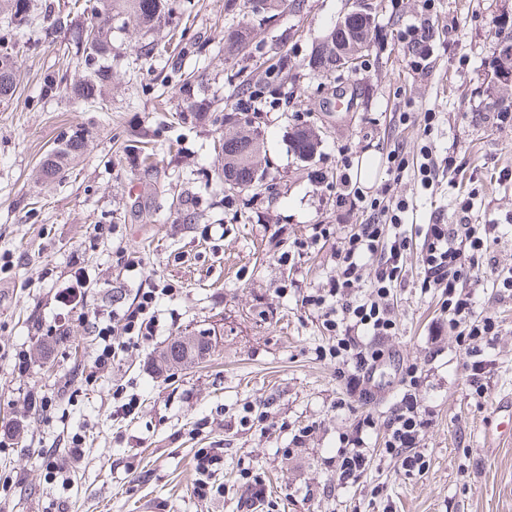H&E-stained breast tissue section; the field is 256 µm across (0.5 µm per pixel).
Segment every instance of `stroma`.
I'll use <instances>...</instances> for the list:
<instances>
[{
	"mask_svg": "<svg viewBox=\"0 0 512 512\" xmlns=\"http://www.w3.org/2000/svg\"><path fill=\"white\" fill-rule=\"evenodd\" d=\"M191 2L176 30L113 36L107 112L73 104L65 90L84 0H33L36 14L49 7L70 17L54 43L38 25L11 36L23 70L15 97L0 103V512H512V437L486 435L496 401L512 394V297L497 287L512 269V123H497L486 105L494 46L512 36V0H435L424 74L411 69V48L397 38L419 18V0H371L376 37L363 66L282 87L256 123L266 184L236 194L219 190L223 113L177 119L185 101L171 79L176 49L199 79V97L234 103L224 0ZM351 2L304 0L301 11L276 16L255 30L245 66L262 75V48L277 37L303 66ZM340 91L353 96L352 111L336 110ZM430 110L439 119L427 136ZM403 112L411 115L404 124ZM75 126L88 132L82 156L43 182L41 161ZM308 127L320 143L304 163L288 140ZM427 142L456 168L425 189L415 160ZM399 144L409 165L390 183L385 160ZM368 156L373 174L364 186L358 170ZM384 185L414 209L406 273L390 300L398 333L380 344L387 393L365 403L347 394L336 362L321 357L330 339L302 297L333 275L354 224L373 218L337 206V193ZM466 196L473 222L499 227L489 265L475 271L479 309L500 324L477 380L442 311L443 291L424 287L421 265L422 225L455 223ZM314 224L331 225L325 246L295 250ZM123 250L137 253L142 269L123 271ZM285 251L292 257L284 266L277 257ZM147 283L162 291L156 336L94 372L100 340L84 313L126 310ZM74 285L78 303L62 304ZM56 325L63 334L53 333ZM203 330L217 337L210 357L185 370L159 362L171 340ZM21 349L31 357L24 372L13 360ZM412 364L431 425L423 470L407 472L385 451V422L401 369ZM30 392L51 406L30 408ZM133 397L136 411L119 413ZM249 405L266 407L263 426L241 425ZM368 416V468L359 482L339 484L340 438ZM76 435L82 459L65 474L49 470L45 456L66 458ZM202 448L224 451L210 479L217 492L205 500L195 493ZM253 472L263 480L259 499L248 483Z\"/></svg>",
	"mask_w": 512,
	"mask_h": 512,
	"instance_id": "35a3bbf8",
	"label": "stroma"
}]
</instances>
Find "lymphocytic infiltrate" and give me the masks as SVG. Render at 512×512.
Returning a JSON list of instances; mask_svg holds the SVG:
<instances>
[{"mask_svg": "<svg viewBox=\"0 0 512 512\" xmlns=\"http://www.w3.org/2000/svg\"><path fill=\"white\" fill-rule=\"evenodd\" d=\"M337 202L350 204L356 210L370 205L376 218L355 226L335 254V275L330 276L325 287L303 296L302 302L317 311L323 329L334 336L328 354L338 360V375L348 394L367 402L373 395L371 372L383 353L367 351L364 339L368 336L381 339L397 333L398 324L389 297L404 272L407 240L400 235L399 228L409 204L404 200L369 198L360 191L339 194ZM472 209L471 199H464L459 204L456 223L425 226L421 248L423 284L443 290L445 310L453 322L463 325L469 340L487 341L497 335L499 322L494 316L477 311L473 293L464 287L471 275L464 260L486 254L487 243L496 236L497 227L472 223ZM369 265L373 266L374 273L367 292L363 293L359 284ZM159 294L154 286L141 288L134 308L113 314L108 322H95L94 328L103 346L93 360L94 368L111 365L118 349L155 336ZM401 381L404 391L387 423L385 447L387 453L400 459L402 468L410 472L424 465L419 446L429 420L417 398L420 386L417 368L406 366ZM373 425L372 418H365L359 427L342 438L343 450L336 464L342 484L357 482L366 471L368 456L363 449V434Z\"/></svg>", "mask_w": 512, "mask_h": 512, "instance_id": "f902f5d3", "label": "lymphocytic infiltrate"}]
</instances>
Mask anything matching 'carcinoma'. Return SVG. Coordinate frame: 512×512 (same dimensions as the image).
<instances>
[{"label":"carcinoma","mask_w":512,"mask_h":512,"mask_svg":"<svg viewBox=\"0 0 512 512\" xmlns=\"http://www.w3.org/2000/svg\"><path fill=\"white\" fill-rule=\"evenodd\" d=\"M265 16L272 18L282 8L290 7L294 11L302 8V0H260ZM255 0H224V16L233 17L244 13L256 17ZM84 12L87 25L75 41L74 76L67 88L72 100L79 104L94 107L101 112L108 111L103 103V90L112 83V65L107 59L112 54V32L124 30L130 26L154 30L172 24L175 12L173 0H85ZM0 14L4 15L7 25L16 28L26 27L35 21L31 9V0H0ZM336 27H331L326 39L317 43L311 50L308 60L309 73L324 77L338 71L336 66ZM253 27L250 24L231 25L224 29V53L234 54L233 46L237 41L250 42ZM0 64L9 66L8 81L0 79V102L12 98L18 88L21 72V55L16 45L0 39ZM288 56L280 55L270 63L265 71L264 84L253 82L252 72L240 68L230 74L229 84L232 95L238 97L234 106L236 112L262 110L267 97L276 93L283 76L289 74ZM178 91L185 94L186 109L189 112H204L209 108L205 101H198L191 94L190 80L184 79ZM85 129L77 127L66 136L62 148L48 155L40 173L48 180L58 174L64 162L80 157L86 146ZM319 144L317 133L311 128L298 129L289 140L290 151L299 159L307 160L313 156ZM224 189L240 192L261 186L265 169L261 168V144L259 138L242 129L234 127L224 131Z\"/></svg>","instance_id":"1"}]
</instances>
